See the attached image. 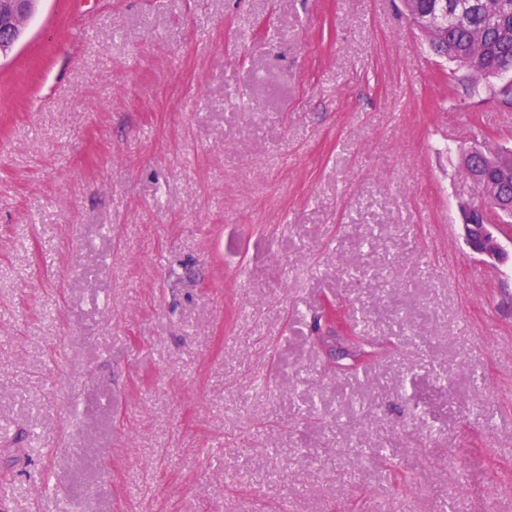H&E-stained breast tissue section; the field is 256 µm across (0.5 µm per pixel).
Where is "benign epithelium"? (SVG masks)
<instances>
[{"instance_id": "1", "label": "benign epithelium", "mask_w": 512, "mask_h": 512, "mask_svg": "<svg viewBox=\"0 0 512 512\" xmlns=\"http://www.w3.org/2000/svg\"><path fill=\"white\" fill-rule=\"evenodd\" d=\"M42 0H10L4 9L10 22L0 28V56L10 53L24 33L30 17ZM472 166L475 174L466 178L473 189L471 200L462 208L463 237L471 252L487 263L505 259L504 250L493 229L512 222V198L502 195L500 183L487 178L494 170L501 178L512 175V149L475 147L461 155V168Z\"/></svg>"}]
</instances>
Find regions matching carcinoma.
I'll list each match as a JSON object with an SVG mask.
<instances>
[{
	"mask_svg": "<svg viewBox=\"0 0 512 512\" xmlns=\"http://www.w3.org/2000/svg\"><path fill=\"white\" fill-rule=\"evenodd\" d=\"M476 6L444 21L437 35L427 40L429 48L452 65L453 72H461L473 86L483 80L512 73V0H474ZM435 0H410L407 3L410 25L434 8ZM338 358H349L356 363L373 361L379 351L375 345L358 339L340 346Z\"/></svg>",
	"mask_w": 512,
	"mask_h": 512,
	"instance_id": "cac0c4a2",
	"label": "carcinoma"
}]
</instances>
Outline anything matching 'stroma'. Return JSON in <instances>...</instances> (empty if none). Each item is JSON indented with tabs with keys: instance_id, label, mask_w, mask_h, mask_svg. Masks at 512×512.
I'll list each match as a JSON object with an SVG mask.
<instances>
[{
	"instance_id": "35a3bbf8",
	"label": "stroma",
	"mask_w": 512,
	"mask_h": 512,
	"mask_svg": "<svg viewBox=\"0 0 512 512\" xmlns=\"http://www.w3.org/2000/svg\"><path fill=\"white\" fill-rule=\"evenodd\" d=\"M401 0H42L0 59V512H512V104ZM381 345L340 370L336 324ZM467 164L474 168L475 174L465 178L473 189V196L461 210L464 240L471 252L484 262H502L505 253L492 229L499 224H508L511 228L512 197L503 196L499 191L500 183L489 180L485 170H495L503 179L510 174L512 176V149L475 147L461 155V168L465 169ZM462 172L466 175L471 168L467 166L466 171ZM490 214L495 216L494 221L488 219Z\"/></svg>"
}]
</instances>
